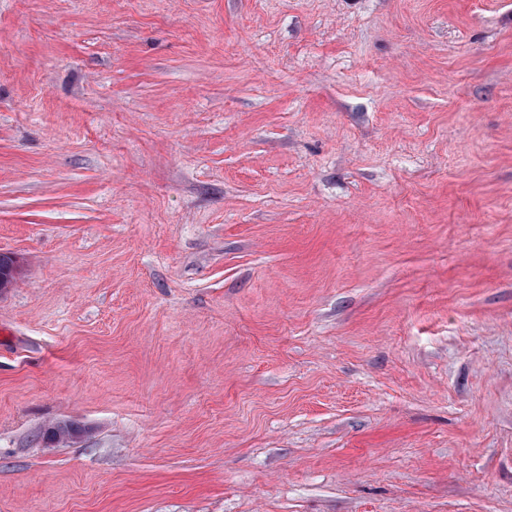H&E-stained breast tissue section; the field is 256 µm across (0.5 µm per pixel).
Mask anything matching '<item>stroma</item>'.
<instances>
[{
	"instance_id": "obj_1",
	"label": "stroma",
	"mask_w": 512,
	"mask_h": 512,
	"mask_svg": "<svg viewBox=\"0 0 512 512\" xmlns=\"http://www.w3.org/2000/svg\"><path fill=\"white\" fill-rule=\"evenodd\" d=\"M0 253V512H512V0H0Z\"/></svg>"
}]
</instances>
